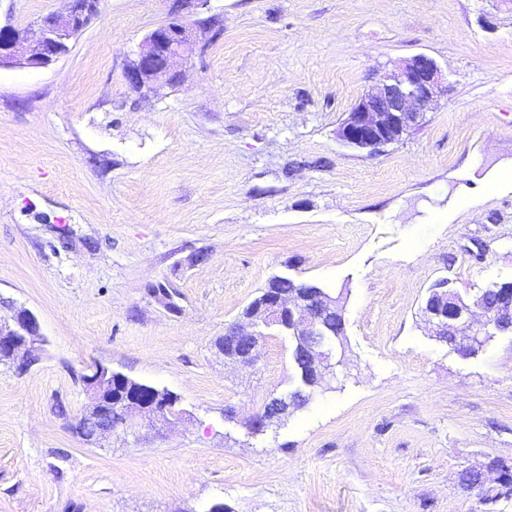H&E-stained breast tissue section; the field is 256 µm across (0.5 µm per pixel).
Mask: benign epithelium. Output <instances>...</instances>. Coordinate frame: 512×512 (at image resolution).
I'll use <instances>...</instances> for the list:
<instances>
[{
	"label": "benign epithelium",
	"mask_w": 512,
	"mask_h": 512,
	"mask_svg": "<svg viewBox=\"0 0 512 512\" xmlns=\"http://www.w3.org/2000/svg\"><path fill=\"white\" fill-rule=\"evenodd\" d=\"M65 8L44 15L25 25L0 24V68L3 66L47 67L70 50L74 40L98 14L99 0H64ZM211 0H172L169 22L152 29L133 57L127 60L124 77L131 91L140 99L149 98L155 84L181 83L185 76L183 62L193 53L199 40L211 32L217 17L203 14L211 11ZM448 90L438 64L430 57L418 54L400 62L385 73L371 91L365 93L347 113L339 127L340 140L351 147L377 153L393 144L402 131L415 128L427 103ZM336 298L295 299L286 293L269 291L264 300L253 306L248 316V331L236 324L228 331V340L246 350L243 364L254 361V353L263 336L253 318L261 316L267 328H285L296 336L316 333L318 314L336 308ZM486 317L484 325L512 314V296L503 297L495 309L478 304ZM473 309L459 308L455 298L445 295L442 307L429 313L427 321L434 335L441 340L453 337L462 348L482 343L485 329L471 331ZM44 342L37 317L28 309L14 310L11 320L0 319V362L28 360L29 353ZM314 365L330 372L342 359L331 363V352L316 346L309 351ZM116 373L103 364H96L80 376L91 403L84 408L77 423L92 422L94 433L86 444L96 446L112 431L137 419L152 426L172 423L176 411L168 403H138L131 399L112 397V377Z\"/></svg>",
	"instance_id": "benign-epithelium-1"
}]
</instances>
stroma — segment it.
Masks as SVG:
<instances>
[{
    "instance_id": "35a3bbf8",
    "label": "stroma",
    "mask_w": 512,
    "mask_h": 512,
    "mask_svg": "<svg viewBox=\"0 0 512 512\" xmlns=\"http://www.w3.org/2000/svg\"><path fill=\"white\" fill-rule=\"evenodd\" d=\"M169 0H101L66 56L0 68V298L45 335L0 365V512H512L462 472L512 461V331L478 353L421 307L512 282V0H212L219 32L149 99L123 68ZM448 77L382 152L345 145L382 67ZM342 294L345 359L279 428L298 378L271 328L216 342L267 281ZM101 363L175 393L176 424L91 447L70 424ZM248 325L252 328L251 331H247L243 325L234 324V327H232L227 333L229 334L227 338L230 342L237 343L246 350L243 362L237 363L241 365H248L254 361V353L259 343V339L261 336H264L262 331L253 329L258 326V323L248 322ZM310 393L306 395H302L301 391H296L292 394L291 400L288 401V396L284 398H274L270 402V412L273 415L272 424L277 423L278 421H281L283 417L290 414L289 408L293 407L299 408L306 404Z\"/></svg>"
}]
</instances>
